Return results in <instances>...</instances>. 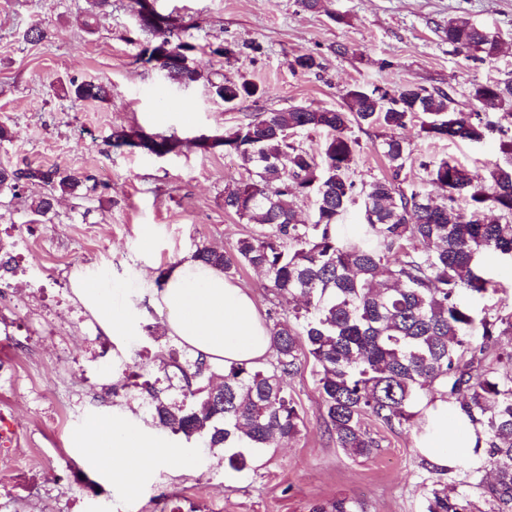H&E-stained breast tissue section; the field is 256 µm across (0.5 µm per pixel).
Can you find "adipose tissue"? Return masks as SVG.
I'll return each mask as SVG.
<instances>
[{
    "label": "adipose tissue",
    "instance_id": "obj_1",
    "mask_svg": "<svg viewBox=\"0 0 512 512\" xmlns=\"http://www.w3.org/2000/svg\"><path fill=\"white\" fill-rule=\"evenodd\" d=\"M74 293L112 337L132 334L131 311L146 300L162 312L169 336L191 353L204 355L211 365L259 366L271 354L269 331L252 295L222 271L191 256L181 259L161 281L146 277L133 290L111 287L98 276L81 275L74 282ZM415 411L420 423L417 446L430 463L450 466L452 448L472 452L475 430L449 403L447 388L434 385ZM77 439L93 471L107 476L129 496L136 494L149 471L165 465L176 453L173 443L125 413L89 419Z\"/></svg>",
    "mask_w": 512,
    "mask_h": 512
}]
</instances>
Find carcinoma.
Listing matches in <instances>:
<instances>
[{
    "mask_svg": "<svg viewBox=\"0 0 512 512\" xmlns=\"http://www.w3.org/2000/svg\"><path fill=\"white\" fill-rule=\"evenodd\" d=\"M445 38L453 51L479 52L495 59L497 35L465 16L448 19ZM195 45L170 28L156 31L145 49L177 84L202 78L193 63ZM228 102L256 101L262 91L248 82L211 83ZM64 93L77 101L107 102L108 84L71 81ZM472 112L455 111L450 92L406 85L389 90L354 86L339 108L263 112L223 136L224 151L254 168V177L224 188V210L263 228L238 241L229 253L203 246L194 258L224 273L247 266L262 273L265 288L293 305L270 329L275 361L269 369L232 364L224 368V394L194 382L210 370L200 358L176 349L158 355L159 367L174 368L187 404L164 402L153 383L140 388L154 403L164 428L190 439L203 437L211 448H233L230 468L247 466L243 449L267 448L292 439L305 427L304 414L283 386V378L312 364L337 447L351 457H369L379 441L365 426L372 418L386 427L414 425L413 407L441 380L448 401L477 434L474 452L483 464L464 458L458 479L443 484L440 473L423 460L427 472L426 512H512V351L495 348L499 328L512 333V313L478 316L472 301L491 285L478 263L481 253L512 262V137L500 140L506 163L480 176L454 161H423L440 199L405 192L400 175L411 151L399 130L420 118L421 131L436 140L480 143L496 125L484 115L512 119V78L474 82ZM380 124L386 133L381 152L390 176L356 184L350 177L359 142L351 124ZM322 131L320 154L296 138ZM140 129L112 134V147L134 148ZM91 177L51 167H0V196L19 195L26 184L44 189L31 199L30 211L46 216L60 196L79 197ZM314 198L313 220L297 218L295 204ZM361 199L364 224L355 235L341 219ZM465 201L461 207L459 201ZM479 345H474L476 338ZM479 497V508L473 497ZM310 512H363L352 498L311 505Z\"/></svg>",
    "mask_w": 512,
    "mask_h": 512,
    "instance_id": "1",
    "label": "carcinoma"
}]
</instances>
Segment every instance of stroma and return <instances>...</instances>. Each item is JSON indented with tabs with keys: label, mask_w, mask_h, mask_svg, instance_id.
<instances>
[{
	"label": "stroma",
	"mask_w": 512,
	"mask_h": 512,
	"mask_svg": "<svg viewBox=\"0 0 512 512\" xmlns=\"http://www.w3.org/2000/svg\"><path fill=\"white\" fill-rule=\"evenodd\" d=\"M153 6L196 47L203 78L191 87L139 61L154 37L139 26L133 0H111L93 18L89 0H0V124L16 134L0 144V164L54 166L97 185L86 197L60 198L44 217L28 208L32 189L18 199L0 196V260L38 273L0 300V323L18 326L23 341L13 347L0 334V414L14 429L0 445V512H308L313 503L341 497L357 499L365 512H425L417 428L369 422L378 450L368 458L347 456L328 434L310 367L284 380L305 429L253 451L249 469L237 472L225 465L223 449L160 427L147 395L126 385L133 367L156 381L166 402L183 399L157 361L174 342L156 309L137 305V330L104 353L87 338L100 327L77 298L49 322L43 298L55 283H73L86 271L108 272L114 285L134 288L141 276H162L199 246L231 252L258 232L224 209L227 181L249 177L243 161L220 148L200 152L194 136L231 132L263 111L337 108L355 84L442 89L471 111L472 82L512 74V0H324L314 12L299 0H153ZM456 15L497 33L504 52L487 62L453 52L442 28ZM36 22L50 28L49 39L26 40ZM216 45L229 47L230 55L211 54ZM302 54L316 56L319 68L292 69ZM222 78L253 82L263 94L228 107L209 87ZM74 79L110 82L111 101L65 97L62 88ZM130 127L176 134L181 150L164 158L113 150L112 133ZM350 133L360 143L352 179L386 175L378 150L384 128L354 126ZM400 135L411 150L401 175L407 191L433 189L419 164L424 156L451 157L482 174L503 160L494 136L479 144L432 140L416 123ZM146 235L153 239L147 253ZM480 263L497 289L475 309L512 312V264L489 256ZM115 408L178 446L192 466L174 461L150 471L133 496L113 488L87 467L74 443L89 418Z\"/></svg>",
	"instance_id": "stroma-1"
}]
</instances>
